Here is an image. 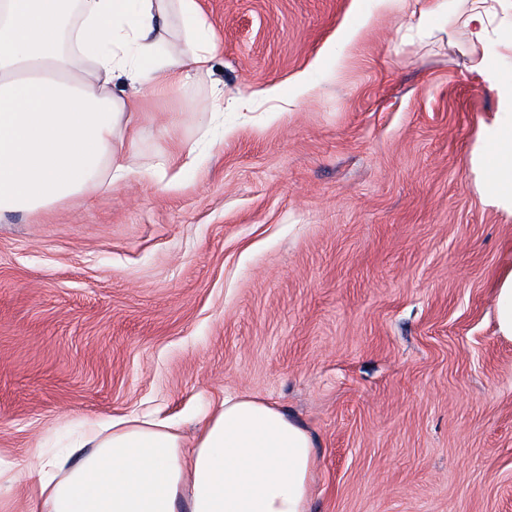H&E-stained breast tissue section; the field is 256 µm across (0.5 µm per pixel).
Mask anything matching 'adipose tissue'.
Returning <instances> with one entry per match:
<instances>
[{
    "mask_svg": "<svg viewBox=\"0 0 512 512\" xmlns=\"http://www.w3.org/2000/svg\"><path fill=\"white\" fill-rule=\"evenodd\" d=\"M209 29L197 0H0V217L126 180L127 88L186 86L211 60ZM481 169L484 194L512 211L511 112L483 126ZM83 444L0 463V478L26 479L27 512H310L313 440L261 398L224 396L189 437L132 415L89 423Z\"/></svg>",
    "mask_w": 512,
    "mask_h": 512,
    "instance_id": "ef3b65f1",
    "label": "adipose tissue"
}]
</instances>
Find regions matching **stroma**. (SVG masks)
Returning <instances> with one entry per match:
<instances>
[{
	"label": "stroma",
	"instance_id": "35a3bbf8",
	"mask_svg": "<svg viewBox=\"0 0 512 512\" xmlns=\"http://www.w3.org/2000/svg\"><path fill=\"white\" fill-rule=\"evenodd\" d=\"M197 2L216 52L139 98L129 179L0 219V457L243 393L310 432V512H512V213L475 166L512 11L476 45L444 5L421 37L377 0ZM496 320L499 334L512 339V271L506 273L497 284Z\"/></svg>",
	"mask_w": 512,
	"mask_h": 512
}]
</instances>
